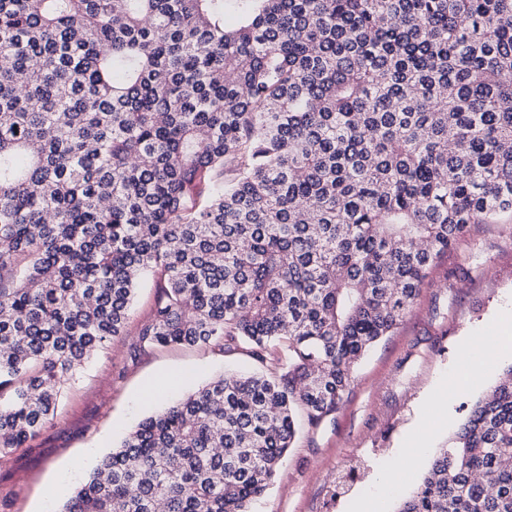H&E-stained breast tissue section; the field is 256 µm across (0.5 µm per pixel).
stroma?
Instances as JSON below:
<instances>
[{"label": "stroma", "instance_id": "obj_1", "mask_svg": "<svg viewBox=\"0 0 512 512\" xmlns=\"http://www.w3.org/2000/svg\"><path fill=\"white\" fill-rule=\"evenodd\" d=\"M157 291L142 285L124 336L96 353L65 385L54 418L23 447L0 458V512H47L65 501L95 460L112 450L154 410L141 392L156 383L169 402L227 372L260 365L241 352L217 347H160L134 355L138 327L151 315ZM512 320V222L472 224L432 267L400 325L354 366L346 403L316 429L299 420L292 448L252 512H393L430 465L404 460L410 437L423 429L439 448L471 404L512 365V344L489 358L468 349L472 336H501ZM481 361L478 382L459 384L461 371ZM453 391L449 407L432 401ZM390 472L385 491L375 477Z\"/></svg>", "mask_w": 512, "mask_h": 512}]
</instances>
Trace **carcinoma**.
Returning a JSON list of instances; mask_svg holds the SVG:
<instances>
[{
	"label": "carcinoma",
	"instance_id": "cac0c4a2",
	"mask_svg": "<svg viewBox=\"0 0 512 512\" xmlns=\"http://www.w3.org/2000/svg\"><path fill=\"white\" fill-rule=\"evenodd\" d=\"M502 217L512 0H0V453L152 277L139 350L269 368L141 420L54 512H251L296 410L335 413ZM395 512H512V366Z\"/></svg>",
	"mask_w": 512,
	"mask_h": 512
}]
</instances>
